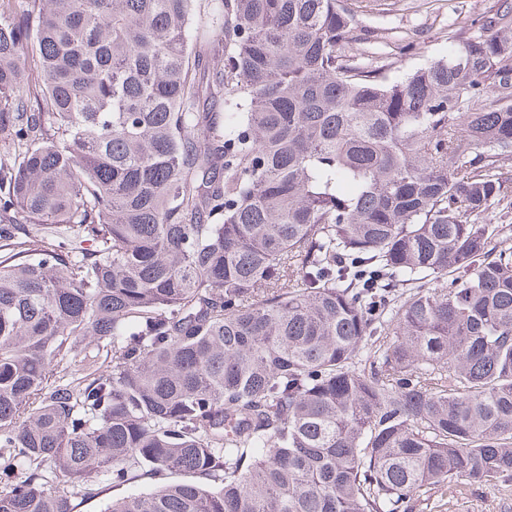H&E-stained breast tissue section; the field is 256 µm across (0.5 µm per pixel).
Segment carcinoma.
Instances as JSON below:
<instances>
[{
    "mask_svg": "<svg viewBox=\"0 0 512 512\" xmlns=\"http://www.w3.org/2000/svg\"><path fill=\"white\" fill-rule=\"evenodd\" d=\"M479 22L393 78L348 0H0V512L512 480V0ZM150 489L149 479H138L118 487H113L112 481H100L90 491L81 490L69 496L71 512H103L112 497L147 493Z\"/></svg>",
    "mask_w": 512,
    "mask_h": 512,
    "instance_id": "obj_1",
    "label": "carcinoma"
}]
</instances>
